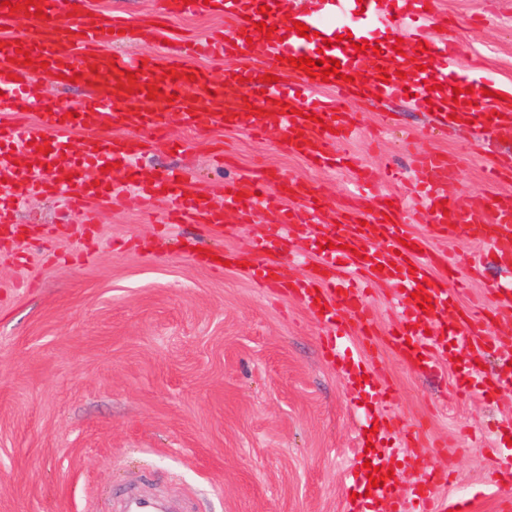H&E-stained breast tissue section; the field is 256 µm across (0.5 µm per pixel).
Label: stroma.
<instances>
[{
    "label": "stroma",
    "mask_w": 512,
    "mask_h": 512,
    "mask_svg": "<svg viewBox=\"0 0 512 512\" xmlns=\"http://www.w3.org/2000/svg\"><path fill=\"white\" fill-rule=\"evenodd\" d=\"M438 10L462 58L484 60L485 77L512 85V0H438ZM350 109L366 130L346 146L352 167L317 169L275 131L177 127L167 143L150 141L140 174L187 169L218 204L226 182L269 169L312 182L333 204L362 165L400 171L401 182L377 184L380 197L410 191L419 148L456 167L449 220H463L476 191L512 194V180L485 182L512 136L484 144L402 102L362 98ZM92 216L87 224L62 199L35 197L15 213L24 241L0 242V512H117L127 489L177 500L183 512H345L366 455L361 406L385 397L390 436L413 420L427 425L425 447L401 456L402 485L427 464L442 478L440 496L512 512V479L492 475L476 445L512 421V391L461 394L452 344L436 373L404 361L387 337L398 319L391 286L371 296L376 345L349 339L373 385L364 395L328 352L320 318L237 268L197 261L200 247L248 258L265 224L231 235L175 224L162 234L165 200L132 190Z\"/></svg>",
    "instance_id": "obj_1"
}]
</instances>
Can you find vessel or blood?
Listing matches in <instances>:
<instances>
[{"label": "vessel or blood", "mask_w": 512, "mask_h": 512, "mask_svg": "<svg viewBox=\"0 0 512 512\" xmlns=\"http://www.w3.org/2000/svg\"><path fill=\"white\" fill-rule=\"evenodd\" d=\"M219 3L225 19L233 22V31L220 28L202 40L181 39L134 61L113 53V46L135 38L155 41L172 19L206 12L203 0L190 5L183 0H160L159 14L140 20L92 11L89 0H66L62 5L41 0V14L31 16L22 8L13 12L0 7L1 22L27 24L19 42L0 48V179L8 187L0 195V235L12 233L16 204L32 195L65 198L71 211L85 213L91 205L131 188L146 198L165 197L169 223L213 228L223 227L229 212L242 224L254 222L265 212L271 223L267 234L252 244L253 260L246 276L256 287L292 297L312 312L322 313L331 327L330 349L356 334L363 343H372L376 329L367 292L387 282L398 289L395 304L400 318L394 326V343L405 359L433 364L451 340L479 356L497 351L485 326L489 315L512 316V283L493 285L491 306L464 308L459 296L466 283L459 279L458 270L466 268L471 278H478L488 247L495 249L502 268L512 269V197L490 207L485 194L475 192L467 201L465 222L449 225L441 208L447 198L445 187L454 174L447 155L427 152L416 157L420 218L441 239L477 244V251L466 255H451L421 242L413 248L402 246L401 207L368 194L375 179L369 169L360 171L355 189L333 206L321 199L313 184L288 181L270 170L228 183L223 202L215 205L199 197L189 175L178 171L152 182L143 180L137 157L145 143L134 134L147 129L159 138L173 125L195 131L225 126L257 136L276 129L287 133L289 151L321 168H343L351 157L341 146L358 133L345 104L360 95L435 112L456 128H466L472 121L487 133L502 136L512 134V86L482 81L478 61L461 66L455 42L432 37L434 26L444 22L437 0H315L313 9L290 16L291 21L313 30V37L295 33L285 40L275 33L260 35L256 25L261 21L279 25L286 0ZM263 6L269 7V15L260 14ZM351 15L357 18L358 32L392 29L409 48L425 44L427 70L407 65L404 56L390 51L376 58L365 80H357L353 51L334 43L335 19ZM248 45L261 61L259 70L232 69L229 77L253 82L268 74L276 77L265 84L262 99L253 107L244 98L228 96L223 84L192 64L200 56L236 59ZM302 56L339 60V73L326 82L307 76L294 64ZM76 74L90 94L71 117L47 102L35 78ZM328 87L336 90V97L325 95ZM163 93L177 96L171 111L154 109L155 96ZM326 223L333 227L330 248L320 249L319 238H311L313 267L304 276L285 277L279 262L270 256L276 242L287 232L302 234L312 225ZM420 288L433 304L430 311H422L413 296ZM341 312L350 313L353 324L338 323ZM511 389L512 368L501 366L485 370L471 366L461 386L465 394ZM386 430L377 413L362 426L361 437L381 447L372 464L387 474L401 449L418 445L426 430L422 421L410 422L394 443L387 442ZM357 485L362 493L349 499L348 512H471L465 500L435 507L438 481L430 468L407 489L388 475L378 485H370L363 472Z\"/></svg>", "instance_id": "vessel-or-blood-1"}]
</instances>
